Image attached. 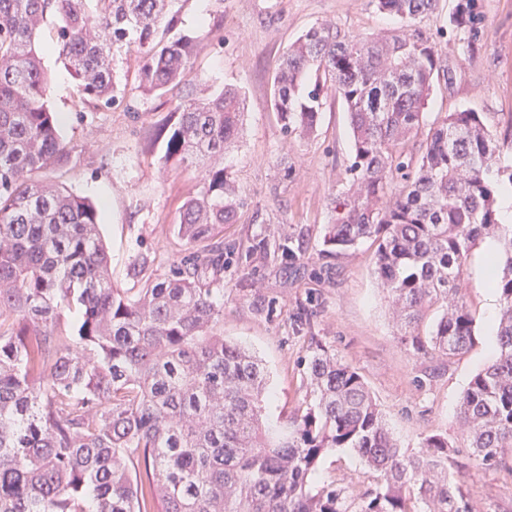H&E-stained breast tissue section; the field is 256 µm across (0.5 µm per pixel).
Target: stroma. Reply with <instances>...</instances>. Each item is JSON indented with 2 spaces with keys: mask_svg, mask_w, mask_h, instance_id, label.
I'll return each mask as SVG.
<instances>
[{
  "mask_svg": "<svg viewBox=\"0 0 512 512\" xmlns=\"http://www.w3.org/2000/svg\"><path fill=\"white\" fill-rule=\"evenodd\" d=\"M454 6L455 0H441L440 12L422 21L439 44L441 73L405 150L419 155L444 115L469 110L496 135L502 161L512 166V138L506 135L512 129V0H477L486 26L472 57L465 51L466 33L448 22ZM178 18V32L195 40L180 83L162 96L141 90L136 50L121 48L114 55L123 99L117 108L81 99L52 44L55 17H47L39 36L50 80L48 106L62 138L75 148L74 163L47 171L45 179L99 205L113 283L136 287L128 270L142 258L147 273L157 277L176 269L185 251L171 226L185 199L198 191L204 168L164 162V143L155 134L181 100L237 86L244 95L243 132L224 164L243 205L224 227V269L215 281L224 291V316L215 330L261 359L270 391L268 426L286 431L289 417L312 403L305 357L311 339H319L362 375L405 454H416L424 435L447 436L468 469L471 512H512V448L503 450L502 465L481 464L456 414L490 355L492 320L480 273L488 239L477 241L465 273L464 298L478 340L446 363L415 356L402 342L388 292L373 273L372 242L337 260L301 258L295 270L248 252L252 238L298 230L307 231L309 250L318 249L332 221V200L348 181L352 137L340 98L328 96L312 135L285 136L271 105V79L283 51L325 20L360 34L396 28L397 20L373 0H185ZM302 305L317 312L308 329L293 319ZM316 473L318 484H336L351 497L374 485L351 448L326 454Z\"/></svg>",
  "mask_w": 512,
  "mask_h": 512,
  "instance_id": "stroma-1",
  "label": "stroma"
}]
</instances>
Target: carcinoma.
Masks as SVG:
<instances>
[{"instance_id":"1","label":"carcinoma","mask_w":512,"mask_h":512,"mask_svg":"<svg viewBox=\"0 0 512 512\" xmlns=\"http://www.w3.org/2000/svg\"><path fill=\"white\" fill-rule=\"evenodd\" d=\"M178 2L0 0V512H470L448 438L429 434L417 454L402 453L362 376L328 347L311 341L315 401L274 437L261 360L213 332L224 289L207 280L224 267L220 229L242 205L223 165L241 134L240 89L187 99L163 126L164 161L210 160L173 227L189 254L169 277L146 275L142 261L129 269L140 287L114 286L97 207L40 178L73 161L47 105L36 41L47 15L79 91L111 107L116 47L135 44L144 91L180 82L194 40L176 32ZM439 4L376 0L399 22L392 33L311 26L281 56L272 105L285 133L301 137L328 95L345 104L350 178L317 258L377 241L374 274L413 354L449 360L474 344L468 258L481 238L501 242L496 354L457 409L473 454L498 465L512 446V226L500 223L495 193L503 179L512 184V169L466 110L431 129L418 158L404 148L439 62L420 23ZM449 23L474 52L484 30L477 0H456ZM305 244L301 231L255 238L249 252L293 265ZM433 306L440 315L422 336ZM337 448L357 450L374 489L350 500L315 485L317 463Z\"/></svg>"}]
</instances>
